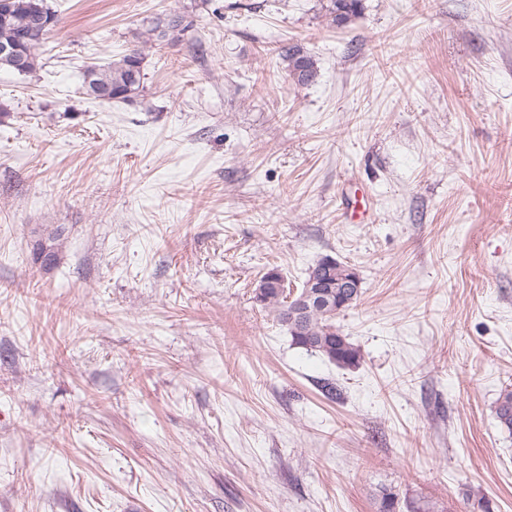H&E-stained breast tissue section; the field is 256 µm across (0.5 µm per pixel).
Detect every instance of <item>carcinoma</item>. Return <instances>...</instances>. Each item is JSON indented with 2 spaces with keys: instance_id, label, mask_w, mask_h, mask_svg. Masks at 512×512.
Returning a JSON list of instances; mask_svg holds the SVG:
<instances>
[{
  "instance_id": "1",
  "label": "carcinoma",
  "mask_w": 512,
  "mask_h": 512,
  "mask_svg": "<svg viewBox=\"0 0 512 512\" xmlns=\"http://www.w3.org/2000/svg\"><path fill=\"white\" fill-rule=\"evenodd\" d=\"M328 22L337 27L350 23L361 13L362 0H322L321 5ZM57 25V16L46 0H0V69L17 70L29 74L38 67L37 50L45 37ZM181 19L158 18L150 34L157 41H165L180 30ZM288 61V74L298 85L313 83L318 71L314 59L299 46H291L284 53ZM143 52L132 48L116 62L91 66L85 70L84 89L95 96V91L111 92L108 101H127L138 95L142 83ZM262 306L274 313L278 322L288 327L293 345L315 352L339 368H354L362 360L360 348L344 335L335 323L336 316L319 308H302L285 301L277 291L271 290L260 298ZM495 415L500 428L512 433V388L499 395Z\"/></svg>"
}]
</instances>
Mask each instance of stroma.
Instances as JSON below:
<instances>
[{"label": "stroma", "mask_w": 512, "mask_h": 512, "mask_svg": "<svg viewBox=\"0 0 512 512\" xmlns=\"http://www.w3.org/2000/svg\"><path fill=\"white\" fill-rule=\"evenodd\" d=\"M46 3L0 70V512H512V0ZM327 256L352 369L254 300ZM321 8L330 25L342 27L361 13L362 0H322ZM283 56L288 61V74L298 85L313 83L318 71L314 59L299 46L288 47ZM143 52L132 48L119 61L102 66H91L83 75L84 89L87 95L103 101H127L138 95L142 83ZM90 78L88 84L87 79ZM91 89V93L88 90ZM96 90L111 92V97L101 99ZM495 415L500 428L512 433V388L506 387L499 395L495 406Z\"/></svg>", "instance_id": "35a3bbf8"}]
</instances>
